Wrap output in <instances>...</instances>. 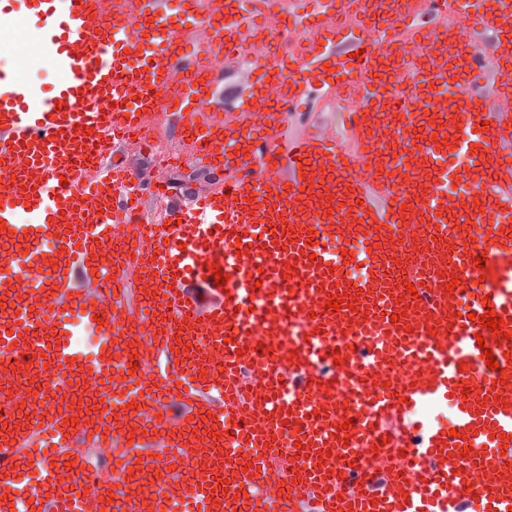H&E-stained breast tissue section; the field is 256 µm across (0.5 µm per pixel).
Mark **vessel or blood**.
Returning a JSON list of instances; mask_svg holds the SVG:
<instances>
[{
    "label": "vessel or blood",
    "mask_w": 512,
    "mask_h": 512,
    "mask_svg": "<svg viewBox=\"0 0 512 512\" xmlns=\"http://www.w3.org/2000/svg\"><path fill=\"white\" fill-rule=\"evenodd\" d=\"M296 2L328 34L418 10ZM461 2L496 25L490 91L470 29L358 58L316 37L251 67L231 119L256 0H0V51L35 15L57 74L46 91L0 76V352L21 358L0 370V512H512V340L479 321L512 328V0ZM315 80L349 91L355 147L280 154ZM162 115L233 183L200 184L127 249L143 191L110 159ZM252 62L250 54L245 52L240 58L239 64L243 66H249ZM233 66L224 80V98L228 100L230 104H238L239 100L237 95L243 88L245 83L244 68L243 66Z\"/></svg>",
    "instance_id": "b4317fda"
}]
</instances>
